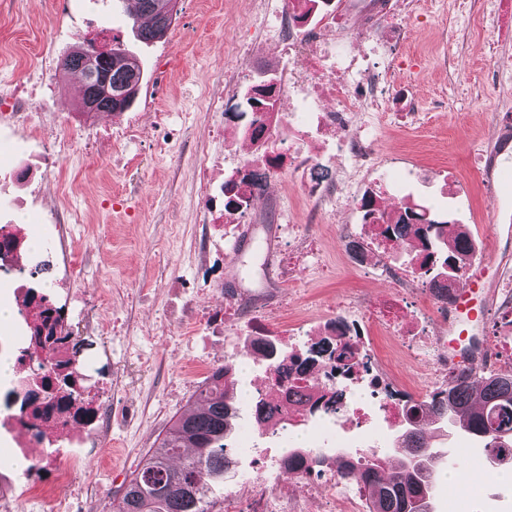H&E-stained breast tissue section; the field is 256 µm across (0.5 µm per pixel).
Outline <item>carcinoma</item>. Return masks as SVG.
Segmentation results:
<instances>
[{"instance_id":"carcinoma-1","label":"carcinoma","mask_w":512,"mask_h":512,"mask_svg":"<svg viewBox=\"0 0 512 512\" xmlns=\"http://www.w3.org/2000/svg\"><path fill=\"white\" fill-rule=\"evenodd\" d=\"M139 11L151 19V26L139 29L146 41L159 40L170 24H158V16L173 15V0H139ZM87 52L77 49L61 62L63 72L80 71L84 77L81 103H95L98 112L126 110L127 92L133 73L140 71L136 58L122 44H112V53H99L96 76L85 66ZM112 95L103 93L104 85ZM448 222L435 219L426 205L409 204L401 209L386 229L388 239L405 240L414 234L416 243L397 252L417 265L427 280L458 278L448 273V262L464 263L472 251L469 237L459 232L448 240ZM55 325L43 322L34 329L28 356H40L54 336ZM235 366L226 363L216 369L194 395V405L178 417L157 447L150 450L140 468L125 483L114 506L115 512H211L210 493L214 483L224 480L229 466L226 439L232 430L227 405L237 393ZM457 426L503 464H512V376L490 373L475 376L467 369L450 373L448 387L433 393L424 404L423 418L402 426L392 450L403 455L397 470L383 466L381 454L370 457L341 456V477L358 482L367 493L369 512H432L434 487L431 469L439 454L422 434L426 421Z\"/></svg>"}]
</instances>
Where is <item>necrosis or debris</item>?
I'll list each match as a JSON object with an SVG mask.
<instances>
[{
    "label": "necrosis or debris",
    "instance_id": "necrosis-or-debris-1",
    "mask_svg": "<svg viewBox=\"0 0 512 512\" xmlns=\"http://www.w3.org/2000/svg\"><path fill=\"white\" fill-rule=\"evenodd\" d=\"M317 15L328 24L336 22L329 0H289L287 10L268 27L265 37L276 43L288 68L273 84L257 82L249 86L258 110L248 126L239 127L232 120L218 126V133L240 134L249 145L247 152L234 154L229 175L220 183H212L213 161L207 156L200 159L199 187L211 223H251L261 184L287 167L303 171L305 194L310 200L338 208L355 204L347 183L323 179L320 162L308 152L309 143L337 147L356 170L374 168L368 140L362 131L353 128L352 119L363 107L378 113L388 111L390 94L374 62L394 55L402 39V24L397 19L391 21L384 39L354 51L327 40L321 28L312 23ZM343 244L359 265L368 264L374 255L382 258L381 270L395 281L398 295L378 307L373 321L385 336L393 338L411 356H418L424 347L427 324L423 315H409L408 303L421 292L435 298L453 295L456 282L419 283L406 270L385 262L383 255L392 251L394 244L386 240L382 226L369 225L364 233L346 229ZM323 334L330 340L349 338L350 357L340 366L332 361L313 364L299 360L281 374L266 375L262 385L268 390L267 404L293 408L303 417H344L358 422L365 409L349 398L350 390L358 388L379 400L390 425L406 424L418 409L411 387L428 388L431 375L418 372L405 378L391 359L365 346L358 321L344 315L327 322ZM107 398L106 388H89L66 404L59 420L47 421L40 402L25 408L19 419L28 442L43 441L45 428L50 425L55 432L70 435L84 446L101 421ZM279 464L290 467L293 478L303 486L301 493L288 496L272 487L254 488L244 497L228 493L223 502L214 504L213 512H307L311 502L320 504L322 512H366L362 493L337 488L333 460L316 464L307 458L291 461L283 455Z\"/></svg>",
    "mask_w": 512,
    "mask_h": 512
}]
</instances>
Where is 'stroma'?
<instances>
[{
    "mask_svg": "<svg viewBox=\"0 0 512 512\" xmlns=\"http://www.w3.org/2000/svg\"><path fill=\"white\" fill-rule=\"evenodd\" d=\"M359 49L383 33L386 19L376 0H336ZM287 0H177L161 40H137L125 0H0V228L25 230L31 214L41 222L42 257L50 269L41 280L71 308L66 323L80 348L90 384L109 389L107 421L88 448L59 437L38 448L18 447L19 434L0 411V512H57L53 502L31 503L30 482L47 478L43 461L73 463L63 489L68 512H113L123 484L171 423L191 409V397L227 362L241 367L244 389L229 444L245 443L215 500L241 491L248 479L299 488L263 462L280 450L325 448L331 454L374 447L392 455L393 428L378 408L362 427L292 416L289 423L257 425L249 392L258 386L265 359L247 357L254 317L293 325L294 335L315 339L343 302L374 307L396 296L379 271L355 264L343 242L344 226H359V207L322 209L302 194L301 173L282 171L256 204L263 224H243L232 235L209 224L199 200L197 160L215 158L222 180L225 141L212 129L223 112L243 103L230 43L270 26ZM403 38L389 83L405 107L388 115L358 113L355 124L370 136L372 152L393 158L385 173L395 203L434 207L463 225L475 254L459 279L479 277L488 287L486 322H472L476 338L498 337L499 283L512 269V0H416L403 21ZM110 47L124 42L140 61L142 82L124 112L87 114L71 90L61 60L88 40ZM49 64L43 110L14 109L12 95L33 69ZM223 95V112H204L202 99ZM462 187L445 196L446 181ZM69 238L59 226L71 213ZM297 224L317 247L310 271L287 282L280 260L288 251V226ZM79 249H72V242ZM431 443L465 452L473 481H446L441 465L436 512H512V483L480 469L482 449L464 434L445 442L431 429ZM26 458V468L15 465Z\"/></svg>",
    "mask_w": 512,
    "mask_h": 512,
    "instance_id": "obj_1",
    "label": "stroma"
}]
</instances>
